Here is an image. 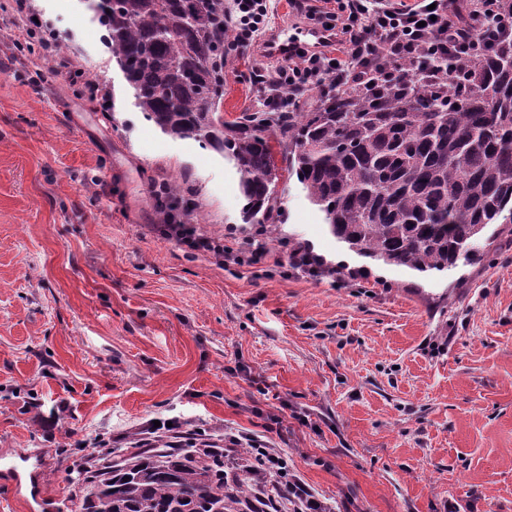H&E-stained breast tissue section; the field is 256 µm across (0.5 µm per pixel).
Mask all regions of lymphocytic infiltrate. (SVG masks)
I'll list each match as a JSON object with an SVG mask.
<instances>
[{
  "mask_svg": "<svg viewBox=\"0 0 512 512\" xmlns=\"http://www.w3.org/2000/svg\"><path fill=\"white\" fill-rule=\"evenodd\" d=\"M498 0H288L293 14L332 19L334 51L298 52L271 74L253 71L259 83H272L283 95L267 98L270 109H291L298 94L312 88L379 84L399 79L403 64L419 56L466 57L485 46L487 16ZM269 0H229L224 9L237 48L252 46L267 30Z\"/></svg>",
  "mask_w": 512,
  "mask_h": 512,
  "instance_id": "1",
  "label": "lymphocytic infiltrate"
}]
</instances>
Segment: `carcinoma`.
<instances>
[{
  "label": "carcinoma",
  "instance_id": "obj_1",
  "mask_svg": "<svg viewBox=\"0 0 512 512\" xmlns=\"http://www.w3.org/2000/svg\"><path fill=\"white\" fill-rule=\"evenodd\" d=\"M145 120L234 163L245 224L280 214L276 186L296 177L356 255L442 275L476 256L491 224H512V34L478 62L424 57L404 78L319 93L306 112H221L224 0H88ZM280 148L275 159L273 145ZM157 224L189 217L176 182L155 192ZM100 451L78 473L80 512H268L282 478L230 468L234 449L181 433Z\"/></svg>",
  "mask_w": 512,
  "mask_h": 512
}]
</instances>
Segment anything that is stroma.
I'll return each mask as SVG.
<instances>
[{
	"label": "stroma",
	"mask_w": 512,
	"mask_h": 512,
	"mask_svg": "<svg viewBox=\"0 0 512 512\" xmlns=\"http://www.w3.org/2000/svg\"><path fill=\"white\" fill-rule=\"evenodd\" d=\"M29 4L114 102L35 80L0 0V456L44 458L39 512H79L75 461L158 422L259 436L329 512H512V224L425 278L348 251L284 177L259 263L191 250L158 231L157 184L194 195L197 234L246 251L235 168L144 120L81 0ZM278 67L258 43L229 51L225 121L260 108L253 69ZM288 237L326 272L289 268Z\"/></svg>",
	"instance_id": "1"
}]
</instances>
